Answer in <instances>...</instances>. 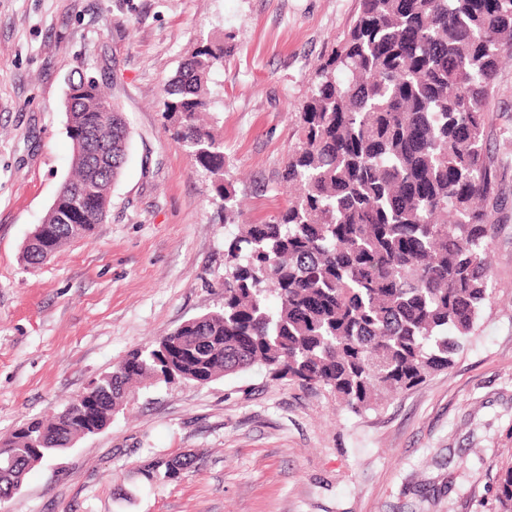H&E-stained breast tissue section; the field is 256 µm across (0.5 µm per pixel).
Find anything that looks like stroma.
Masks as SVG:
<instances>
[{
	"instance_id": "1",
	"label": "stroma",
	"mask_w": 512,
	"mask_h": 512,
	"mask_svg": "<svg viewBox=\"0 0 512 512\" xmlns=\"http://www.w3.org/2000/svg\"><path fill=\"white\" fill-rule=\"evenodd\" d=\"M358 0H0V437L71 401L132 350L217 307L213 188L172 140L164 86L229 38L211 115L240 223L288 203L278 173L315 70ZM106 86L131 130L107 219L32 270L23 247L69 173L67 82ZM492 295L452 367L361 414L260 367L140 390L101 432L25 477L7 512H495L512 466V65L488 116ZM195 454L180 480L138 467Z\"/></svg>"
}]
</instances>
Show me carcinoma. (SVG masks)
<instances>
[{
  "mask_svg": "<svg viewBox=\"0 0 512 512\" xmlns=\"http://www.w3.org/2000/svg\"><path fill=\"white\" fill-rule=\"evenodd\" d=\"M224 42L194 49L164 88L171 137L211 182L216 215L238 204L218 134L200 114ZM512 55V0H359L348 31L320 63L298 116L299 142L280 172L288 206L224 239L223 303L128 353L74 400L0 438V500L24 476L112 421L141 384L206 385L255 366L336 396L354 414L447 370L491 293L487 208L496 173L486 118ZM66 108L74 165L28 241L36 269L107 218L130 130L98 81L84 76ZM192 456L155 457L149 483L179 479ZM497 512H512V466Z\"/></svg>",
  "mask_w": 512,
  "mask_h": 512,
  "instance_id": "carcinoma-1",
  "label": "carcinoma"
}]
</instances>
